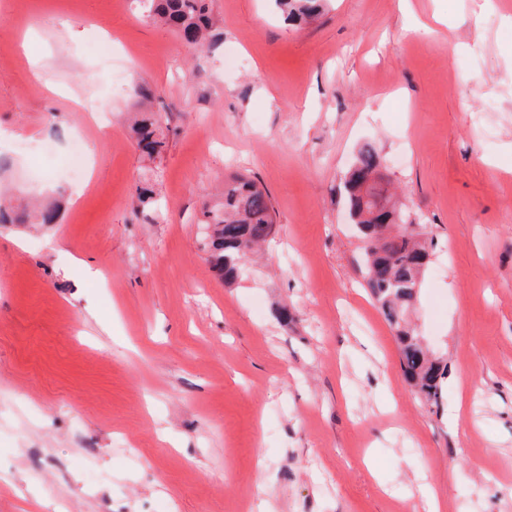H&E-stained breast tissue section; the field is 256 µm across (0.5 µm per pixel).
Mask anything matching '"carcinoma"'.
I'll return each mask as SVG.
<instances>
[{
	"mask_svg": "<svg viewBox=\"0 0 512 512\" xmlns=\"http://www.w3.org/2000/svg\"><path fill=\"white\" fill-rule=\"evenodd\" d=\"M154 20L171 28L183 43L193 49L210 45L215 19L210 0H134ZM291 21L315 16L321 0H275ZM160 113L144 107L134 125L138 147L148 156H159L166 148ZM380 160L375 148L363 146L349 171L345 188L349 213L360 226L365 261L361 269L364 286L378 304L385 320L395 329L403 374L412 390L425 404L440 407L442 389L448 379V362L435 356L407 320L418 299L421 278L428 267L434 241L425 237L407 219L406 211L393 208L379 213L372 201L376 195L370 182L379 173ZM56 207L13 215L9 206L0 205V224L56 223ZM201 224L207 229L210 263L224 278L236 280L242 265L275 234L273 208L267 193L244 176L224 182L222 196L207 202Z\"/></svg>",
	"mask_w": 512,
	"mask_h": 512,
	"instance_id": "cac0c4a2",
	"label": "carcinoma"
}]
</instances>
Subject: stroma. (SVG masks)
<instances>
[{"mask_svg": "<svg viewBox=\"0 0 512 512\" xmlns=\"http://www.w3.org/2000/svg\"><path fill=\"white\" fill-rule=\"evenodd\" d=\"M211 9L194 52L130 0H0V188L59 207L0 225V512H255L260 461L278 512H424V485L512 512V0ZM367 144L436 243L411 319L448 360L440 416L362 285ZM236 172L277 229L227 284L198 217ZM288 20H308L315 16L321 7V0H275ZM138 112L139 118L133 128L138 147L150 157L161 155L166 148V139L161 129V114L148 107L141 108ZM13 210L9 206L0 205V224H55L58 219V210L55 206L45 207L35 212H23L21 215L12 216Z\"/></svg>", "mask_w": 512, "mask_h": 512, "instance_id": "1", "label": "stroma"}]
</instances>
